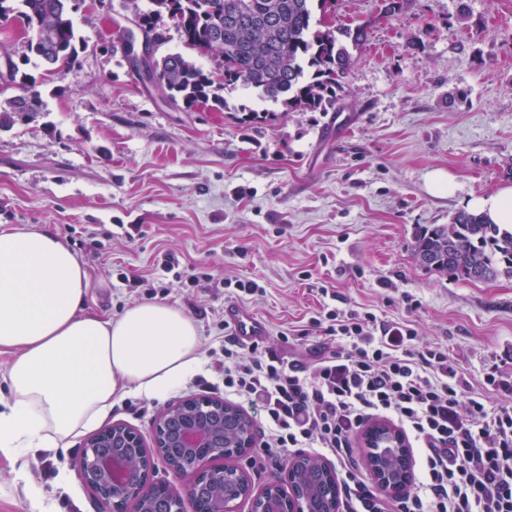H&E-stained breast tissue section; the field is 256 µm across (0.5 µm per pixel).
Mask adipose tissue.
I'll list each match as a JSON object with an SVG mask.
<instances>
[{
  "mask_svg": "<svg viewBox=\"0 0 512 512\" xmlns=\"http://www.w3.org/2000/svg\"><path fill=\"white\" fill-rule=\"evenodd\" d=\"M87 268L55 235L0 230V451L66 448L130 393L160 398L200 365L201 336L183 308H87Z\"/></svg>",
  "mask_w": 512,
  "mask_h": 512,
  "instance_id": "ef3b65f1",
  "label": "adipose tissue"
}]
</instances>
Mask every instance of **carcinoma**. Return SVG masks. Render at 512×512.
<instances>
[{"label": "carcinoma", "instance_id": "obj_1", "mask_svg": "<svg viewBox=\"0 0 512 512\" xmlns=\"http://www.w3.org/2000/svg\"><path fill=\"white\" fill-rule=\"evenodd\" d=\"M0 0V18L15 16L31 32L28 51L43 69L62 71L74 63L81 48L68 0ZM143 11L138 0H126L145 26L160 29L165 17L175 19L183 43L222 57L219 70L207 71L180 52L155 60L171 97L187 111L203 104L211 110L226 107L219 91L242 87L263 101L278 103L283 112H338L345 79L353 68L350 48L367 44L372 21L329 27L325 17L335 0H152ZM50 53H45V49ZM28 104L13 97L0 101V128L25 122ZM414 257L431 270L456 280L512 277V229L492 224L483 216L456 213L449 224L419 231ZM369 449L378 463L393 462L385 474L400 479L410 459L396 448ZM307 507L320 505L336 490L335 478L318 468H301L293 480Z\"/></svg>", "mask_w": 512, "mask_h": 512}]
</instances>
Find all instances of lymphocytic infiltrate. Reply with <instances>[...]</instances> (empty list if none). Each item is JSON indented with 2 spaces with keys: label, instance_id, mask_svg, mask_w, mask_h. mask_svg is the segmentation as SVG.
<instances>
[{
  "label": "lymphocytic infiltrate",
  "instance_id": "lymphocytic-infiltrate-1",
  "mask_svg": "<svg viewBox=\"0 0 512 512\" xmlns=\"http://www.w3.org/2000/svg\"><path fill=\"white\" fill-rule=\"evenodd\" d=\"M311 325L333 347L309 365L224 334L215 363L224 393L265 426L255 461L288 448L334 458L340 512H512V402L487 401L506 383L489 373L471 387L447 348L424 343L409 320L332 308ZM377 418L419 448L420 478L408 492L377 489L353 455Z\"/></svg>",
  "mask_w": 512,
  "mask_h": 512
}]
</instances>
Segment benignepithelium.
Listing matches in <instances>:
<instances>
[{"mask_svg": "<svg viewBox=\"0 0 512 512\" xmlns=\"http://www.w3.org/2000/svg\"><path fill=\"white\" fill-rule=\"evenodd\" d=\"M155 33L130 18L125 48L133 66L141 69L144 82L163 93L161 72L151 66L150 38ZM388 433L398 447H406L405 437L385 424H373L364 433L366 444L376 435ZM162 458L176 478L184 482L185 495L165 487L164 495L155 497L152 484L145 480L154 457ZM224 401L211 397H190L168 407L155 427L153 449L127 426L115 423L85 442L79 458L82 481L105 505L120 501L134 504V512H183V498L195 502L202 490L210 498L207 512H232V501L224 498ZM258 496L270 500V512H279V501L292 505L294 512H304L292 501L278 482L267 485Z\"/></svg>", "mask_w": 512, "mask_h": 512, "instance_id": "obj_1", "label": "benign epithelium"}]
</instances>
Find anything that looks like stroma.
<instances>
[{"label":"stroma","instance_id":"obj_1","mask_svg":"<svg viewBox=\"0 0 512 512\" xmlns=\"http://www.w3.org/2000/svg\"><path fill=\"white\" fill-rule=\"evenodd\" d=\"M380 8L337 0L331 12L336 25L374 22L345 80L349 129L337 143L329 112L243 122L242 108L273 104L240 87L224 91L221 111L167 105L114 46L122 0L73 13L84 51L40 84L45 112L0 129V229L57 235L88 268L98 312L144 302L133 279L145 276L202 336L196 375L161 399L127 395L100 427L125 424L150 447L165 407L223 397L211 354L224 346L216 324L230 298L211 278L263 286L244 305L282 356L317 358L330 339L309 320L329 306L413 321L467 381L492 372L512 385V277L458 281L413 255L422 228L512 186V0H405L390 18ZM436 170L453 193L431 190ZM85 442L0 452V512H100L78 471ZM294 457L262 468L247 453L228 457L251 488L234 512H251Z\"/></svg>","mask_w":512,"mask_h":512}]
</instances>
